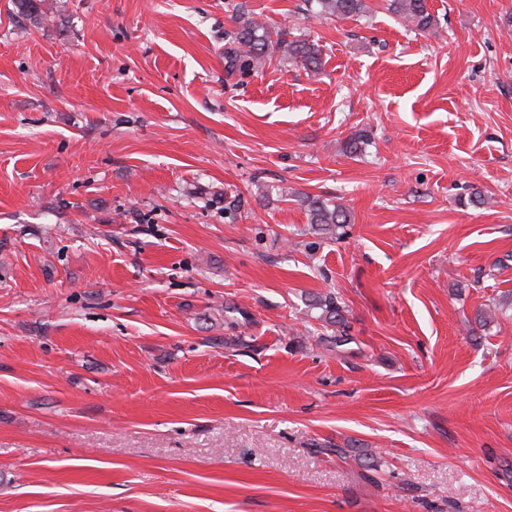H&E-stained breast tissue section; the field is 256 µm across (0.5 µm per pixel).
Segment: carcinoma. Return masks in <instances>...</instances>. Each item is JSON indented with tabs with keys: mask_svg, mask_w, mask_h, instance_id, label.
I'll return each mask as SVG.
<instances>
[{
	"mask_svg": "<svg viewBox=\"0 0 512 512\" xmlns=\"http://www.w3.org/2000/svg\"><path fill=\"white\" fill-rule=\"evenodd\" d=\"M41 0H12L13 13L19 19L32 24H40L43 12ZM301 10L324 18H349L365 15L372 11L371 0H303ZM389 10L413 30L426 31L437 24L430 12L427 0H389ZM237 26L226 33L224 43V71L229 77L242 82L253 76L272 61L275 54L280 59L295 62L305 70L317 73L323 66L319 48L309 39L293 34L290 27L276 26L268 21L244 14L236 16ZM371 137L368 131L359 130L344 142V152L353 158L362 155L369 145ZM309 215V224L317 235L325 239H341L347 235L351 224L349 211L340 204L319 195L306 194L300 197ZM312 309L319 311L316 319L332 328V335L322 340L338 346L349 343L348 319L344 306L333 293L313 300ZM336 457L347 459L355 457L359 465L367 471L380 466V461L372 454L348 442L328 448Z\"/></svg>",
	"mask_w": 512,
	"mask_h": 512,
	"instance_id": "carcinoma-1",
	"label": "carcinoma"
}]
</instances>
